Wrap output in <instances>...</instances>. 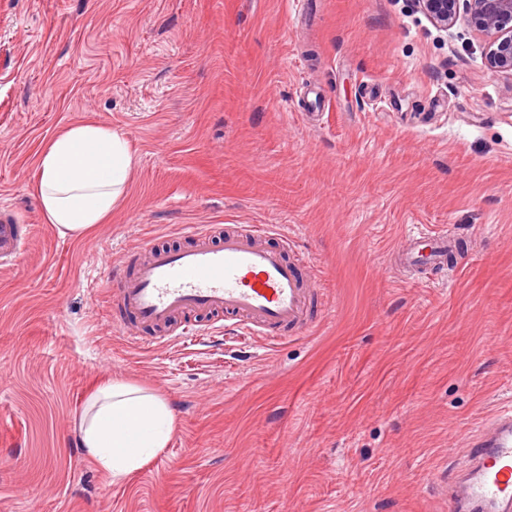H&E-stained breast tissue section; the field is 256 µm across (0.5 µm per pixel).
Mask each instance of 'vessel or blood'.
I'll return each instance as SVG.
<instances>
[{
    "label": "vessel or blood",
    "instance_id": "1",
    "mask_svg": "<svg viewBox=\"0 0 512 512\" xmlns=\"http://www.w3.org/2000/svg\"><path fill=\"white\" fill-rule=\"evenodd\" d=\"M182 234L188 246L175 250L146 243L133 272L116 273L109 282L130 340L141 342L144 329H170L175 341L216 331V324L206 321L177 325L186 314L221 316L239 334L272 342L310 330L318 290L314 278L303 275L308 259L293 252L288 237L269 244L264 225L222 234L211 224H187ZM23 246L17 225L0 220V262L14 260ZM457 250L456 232L424 230L405 239L400 262L411 272L442 273ZM465 452L471 464L449 486V508L512 512V410L490 415Z\"/></svg>",
    "mask_w": 512,
    "mask_h": 512
}]
</instances>
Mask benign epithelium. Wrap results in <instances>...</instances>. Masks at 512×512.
<instances>
[{"mask_svg":"<svg viewBox=\"0 0 512 512\" xmlns=\"http://www.w3.org/2000/svg\"><path fill=\"white\" fill-rule=\"evenodd\" d=\"M413 5L441 31L458 22L480 33L485 59L496 72L512 79V0H412Z\"/></svg>","mask_w":512,"mask_h":512,"instance_id":"1","label":"benign epithelium"}]
</instances>
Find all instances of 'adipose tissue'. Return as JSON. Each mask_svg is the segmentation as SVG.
<instances>
[{
	"mask_svg": "<svg viewBox=\"0 0 512 512\" xmlns=\"http://www.w3.org/2000/svg\"><path fill=\"white\" fill-rule=\"evenodd\" d=\"M134 167L127 140L109 127L69 126L42 149L34 195L46 223L61 237H82L106 223L123 198ZM174 414L167 401L121 379L104 381L79 423L88 460L122 479L165 448Z\"/></svg>",
	"mask_w": 512,
	"mask_h": 512,
	"instance_id": "ef3b65f1",
	"label": "adipose tissue"
}]
</instances>
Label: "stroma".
Segmentation results:
<instances>
[{"label": "stroma", "instance_id": "obj_1", "mask_svg": "<svg viewBox=\"0 0 512 512\" xmlns=\"http://www.w3.org/2000/svg\"><path fill=\"white\" fill-rule=\"evenodd\" d=\"M0 0V512H448L460 450L512 406V90L481 35L411 0ZM78 122L135 167L81 239L33 193ZM186 224H271L322 296L306 335L127 342L105 284ZM458 269L414 282L420 228ZM169 402L174 432L113 481L78 438L99 380ZM24 246L23 237L19 234L18 224H13L9 218L0 221V262L5 264L14 260ZM458 251L457 234L446 229L424 230L411 234L401 248L400 262L410 272L444 273L448 255Z\"/></svg>", "mask_w": 512, "mask_h": 512}]
</instances>
